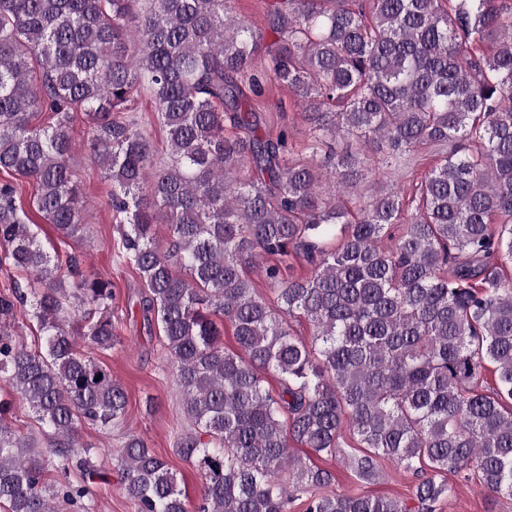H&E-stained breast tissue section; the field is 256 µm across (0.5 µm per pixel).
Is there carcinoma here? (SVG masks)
<instances>
[{"instance_id": "1", "label": "carcinoma", "mask_w": 512, "mask_h": 512, "mask_svg": "<svg viewBox=\"0 0 512 512\" xmlns=\"http://www.w3.org/2000/svg\"><path fill=\"white\" fill-rule=\"evenodd\" d=\"M232 2L0 0V172L33 182L32 207L83 237L82 112L111 182L113 262L147 288L143 322L161 325L192 423L177 448L201 480L196 512H288L295 491L304 512H435L455 492L448 474L467 471L512 498V0H271L259 27ZM271 83L309 124L305 156L287 128L266 131ZM141 94L166 133L160 163L132 107ZM341 137L352 143L338 153ZM426 147L438 154L410 190L348 199L367 152L402 169ZM31 224L16 184L0 182V266L18 277L0 294V507L95 512L100 473L78 424H119L128 400L79 344L118 343L115 293ZM260 257L274 259L272 301L248 276ZM21 311L35 349L11 331ZM296 318L311 344L294 337ZM11 392L41 440L15 434ZM346 420L364 448L350 459ZM293 443L348 461L365 484L394 462L416 476L413 503L333 492V474ZM114 470L138 512H186L141 437L124 438Z\"/></svg>"}]
</instances>
